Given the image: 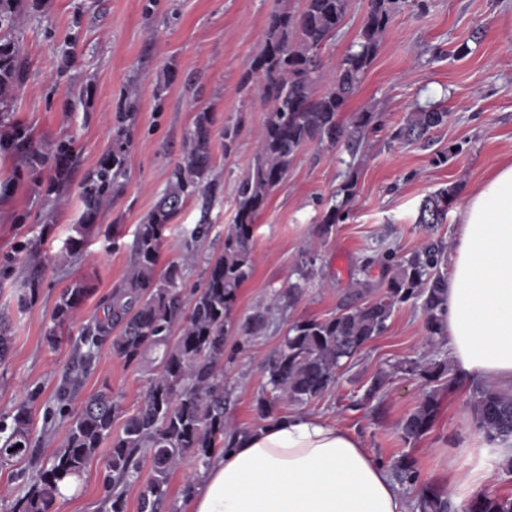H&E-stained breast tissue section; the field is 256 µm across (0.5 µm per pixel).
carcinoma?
Instances as JSON below:
<instances>
[{
  "label": "carcinoma",
  "mask_w": 512,
  "mask_h": 512,
  "mask_svg": "<svg viewBox=\"0 0 512 512\" xmlns=\"http://www.w3.org/2000/svg\"><path fill=\"white\" fill-rule=\"evenodd\" d=\"M406 0H369L368 10L344 55L332 69L326 67L322 52L343 26L349 0H304L296 13L276 11L270 16L263 44L242 78L239 90L260 99L268 107L253 161L236 186L235 217L224 235L222 251L208 261L202 286L189 299L182 297L183 270L194 260L193 246L179 262L158 270L163 233L168 224L193 200L209 205L219 192L211 178L212 116L198 112L188 130L182 161L170 171L167 186L144 222L137 226L133 259L123 282L107 299L104 318L87 331L92 345L106 343L112 354L133 363L152 346L164 347L163 369L154 377L135 414L119 434H112L115 418L121 413L109 390L89 396L72 415L64 443L53 455L50 466L37 471L27 495L18 500L15 512H49L59 484L79 476L96 455L101 444L111 441L107 461L112 471L111 512H125L122 483L137 477L138 453L149 450L152 476L139 499L140 512H156L167 496L170 475L183 456L191 453L204 461L217 448H231L241 428H228L225 413L231 392L224 387V333L236 306L239 291L254 269L253 239L255 223L266 208L272 193L287 177L297 156L310 144L333 149L344 145L351 158L366 134L382 125V117L369 109L354 112L342 120L343 112L357 93L365 73L374 61L379 46ZM18 0H0V112L8 111L16 89L24 79L13 40L8 36L16 24ZM325 85L322 93L316 87ZM130 113L121 112L112 152L83 182L81 198L85 206L84 223L74 227L76 236L69 249L82 243L86 223L93 220L103 200L116 196L127 177L124 164L130 143L126 122ZM448 123V112L434 105L406 113L391 126L393 142L422 141L435 129ZM28 161L32 168H47L53 175L36 183L45 197H58L76 163L73 142H59L43 151L23 129L15 128L0 136V150ZM354 163L333 195L316 234L328 238L335 224L345 217L348 204L356 195ZM461 186L450 184L427 194L419 207L418 223L428 236L415 251L399 255L386 250L365 256L353 275V288L335 315L323 319L294 321L282 343L265 355L261 367L269 391L256 402L259 419L274 416L280 401L305 403L320 397L335 383L343 365L389 327L395 309L404 304H420L425 315V336L434 343L444 336V317L448 299V250L435 236L436 227L445 223L448 207ZM317 253L312 248L300 256L301 281L288 291L272 295L265 305L256 307L240 324L248 342L269 324L273 310L283 301H293L302 282L316 267ZM379 270L373 279V270ZM381 288L376 294L373 289ZM87 294L75 282L63 289L47 330L51 346L58 342V330L67 324ZM178 335H172L173 329ZM447 362L426 363L406 359L372 377L364 400L379 395L393 373L418 376L429 382L440 380ZM471 409L479 429L492 439L512 438V396L488 384L471 389ZM439 405L437 393L425 394L418 407L399 424L400 438L410 443L422 436L433 423ZM0 460L24 457L30 452L29 419L21 411L12 423L0 427ZM400 480L418 482L415 461L402 455L394 461ZM419 512H452L453 503L431 488L417 499ZM468 512H512L509 496L484 495L473 499Z\"/></svg>",
  "instance_id": "obj_1"
}]
</instances>
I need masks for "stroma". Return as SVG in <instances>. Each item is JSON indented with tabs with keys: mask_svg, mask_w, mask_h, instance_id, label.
Listing matches in <instances>:
<instances>
[{
	"mask_svg": "<svg viewBox=\"0 0 512 512\" xmlns=\"http://www.w3.org/2000/svg\"><path fill=\"white\" fill-rule=\"evenodd\" d=\"M284 6L297 11L302 2L20 0L14 42L26 77L8 122L47 149L72 141L78 165L52 202L34 193L35 174L19 157L0 152V184L11 186L0 193V316L8 319L11 338L10 356L0 365V419L11 420L24 407L32 424L31 456L0 464V512H10L31 474L61 446L66 421L59 413L60 386H68L72 409L109 386L123 413L113 424L118 432L159 373L161 351L149 350L142 361L128 364L109 346L90 349L82 334L102 317L101 299L123 280L135 230L182 160L185 135L202 110L214 119L211 153L220 192L208 210L189 204L168 224L159 263L180 259L196 224H210L208 238L197 247V263L185 271L190 291L201 283L207 259L221 252L235 215L237 182L249 168L267 117L264 105L239 93L238 86L271 14ZM463 42L471 52L460 59L455 49ZM128 105L135 112L128 181L117 199L103 204L80 249L67 252L75 225L83 221L80 183L111 151L116 114ZM418 105L446 108L447 124L414 144L389 142L385 129L370 133L357 154L356 196L328 239H318L314 231L346 170L336 150L307 146L258 217L254 270L239 292L235 320L298 280L302 250L315 248L320 258L297 303L276 310L263 335L246 344L236 332L228 333L224 384L235 399L231 425L257 424L256 400L266 385L260 362L279 346L291 323L336 314L364 254L416 249L425 237L417 216L427 194L455 182H479L496 162L512 156V0H423L396 16L347 110L380 112L389 126ZM228 122L239 125L229 154L221 137ZM451 146L457 154L446 164H433V156ZM35 263L43 268L41 285L26 304L24 282ZM75 280L85 281L90 293L59 331L58 344L49 345L46 330L56 300ZM424 323L419 306H400L388 332L348 361L327 392L301 405L282 403L278 415L299 410L322 415L353 431L384 463L412 457L419 486L446 489L449 461L463 462L472 446L469 391L441 396L431 427L408 444L400 438L399 423L430 383L399 374L382 397L363 400L378 371L444 352V344L428 346ZM109 454V446H102L76 491L58 496L51 512H110Z\"/></svg>",
	"mask_w": 512,
	"mask_h": 512,
	"instance_id": "35a3bbf8",
	"label": "stroma"
}]
</instances>
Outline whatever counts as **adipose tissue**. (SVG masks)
Instances as JSON below:
<instances>
[{
  "label": "adipose tissue",
  "instance_id": "ef3b65f1",
  "mask_svg": "<svg viewBox=\"0 0 512 512\" xmlns=\"http://www.w3.org/2000/svg\"><path fill=\"white\" fill-rule=\"evenodd\" d=\"M448 257L445 342L458 385L512 390V158L467 190ZM512 461V443L476 433L451 485L481 495L488 461ZM182 512H408L392 471L351 431L298 412L268 419L213 454Z\"/></svg>",
  "mask_w": 512,
  "mask_h": 512
}]
</instances>
